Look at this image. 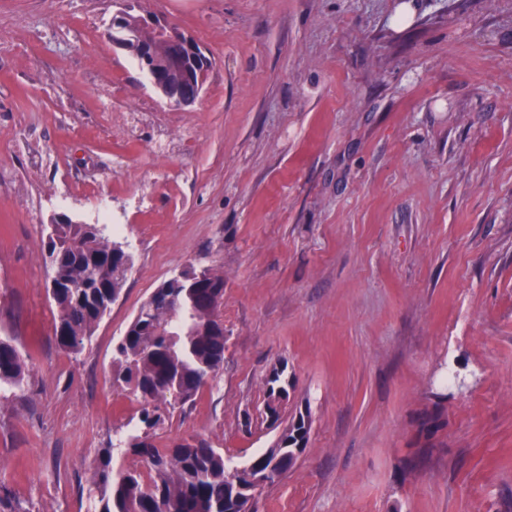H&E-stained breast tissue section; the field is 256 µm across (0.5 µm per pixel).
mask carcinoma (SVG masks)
I'll list each match as a JSON object with an SVG mask.
<instances>
[{"mask_svg": "<svg viewBox=\"0 0 512 512\" xmlns=\"http://www.w3.org/2000/svg\"><path fill=\"white\" fill-rule=\"evenodd\" d=\"M46 252L67 282L52 296L55 340L77 353L126 283L121 255L93 224L58 225ZM167 289H155L141 304L116 347L117 380L142 403L139 429L118 447L139 456L144 470L114 467L113 449H103L95 468L100 497L94 512H258L254 480L272 485L295 465L309 437V414L293 417L273 447L243 466H229L224 452L204 440L156 448L152 437L163 422L161 408L195 401L223 366L226 343L214 289ZM27 372L13 340L0 338V391L22 388ZM282 375L283 369H275L266 381L265 416L273 424L281 418L275 384Z\"/></svg>", "mask_w": 512, "mask_h": 512, "instance_id": "cac0c4a2", "label": "carcinoma"}]
</instances>
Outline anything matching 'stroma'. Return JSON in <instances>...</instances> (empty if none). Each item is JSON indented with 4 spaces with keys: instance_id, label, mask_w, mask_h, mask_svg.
<instances>
[{
    "instance_id": "35a3bbf8",
    "label": "stroma",
    "mask_w": 512,
    "mask_h": 512,
    "mask_svg": "<svg viewBox=\"0 0 512 512\" xmlns=\"http://www.w3.org/2000/svg\"><path fill=\"white\" fill-rule=\"evenodd\" d=\"M398 2L0 0V336L29 365L0 482L25 512H91L141 408L115 348L191 265L224 277V364L157 447L241 466L305 411L259 512H512V0H417L400 28ZM123 11L211 58L194 104L113 46ZM58 213L134 258L76 354L47 292ZM283 370L284 369H282V367L280 369H274L266 381L265 394L267 400L265 404V416L266 419L273 424L280 420L283 404V400L279 399V393L276 392L277 387L282 388L286 398L288 396V391L285 386L280 385L275 387V384L280 382V378L283 375Z\"/></svg>"
}]
</instances>
